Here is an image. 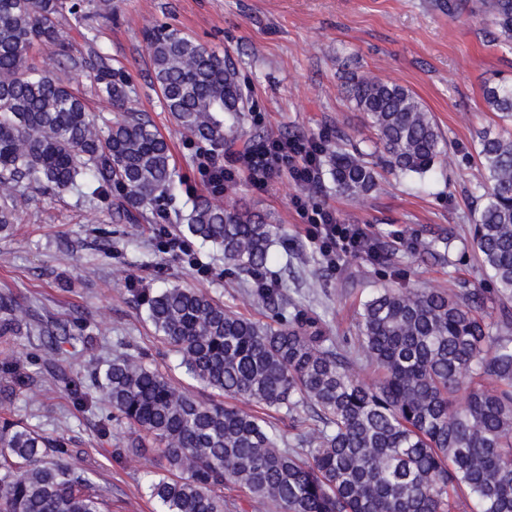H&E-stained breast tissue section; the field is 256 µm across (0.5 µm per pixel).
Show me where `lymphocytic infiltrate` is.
<instances>
[{
    "label": "lymphocytic infiltrate",
    "instance_id": "obj_1",
    "mask_svg": "<svg viewBox=\"0 0 512 512\" xmlns=\"http://www.w3.org/2000/svg\"><path fill=\"white\" fill-rule=\"evenodd\" d=\"M323 157L319 139L272 136L232 151L223 159L211 151L199 153L197 170L215 194L243 177L264 188L282 175H290L297 187L294 203L306 214L307 236L317 244L326 264L333 267L345 258L365 256L374 235L365 226L339 223L332 209L310 205L311 194L321 181Z\"/></svg>",
    "mask_w": 512,
    "mask_h": 512
}]
</instances>
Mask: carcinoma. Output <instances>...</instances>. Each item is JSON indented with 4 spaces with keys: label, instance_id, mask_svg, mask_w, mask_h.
<instances>
[{
    "label": "carcinoma",
    "instance_id": "1",
    "mask_svg": "<svg viewBox=\"0 0 512 512\" xmlns=\"http://www.w3.org/2000/svg\"><path fill=\"white\" fill-rule=\"evenodd\" d=\"M481 8L512 50V0H481ZM82 20L66 0H0V233L33 186L73 190L90 208L129 220L157 210L175 187L167 141L129 106V75L93 29L83 34L87 56L71 66L112 103V120L98 121L70 82L27 64L33 47L64 54ZM145 38L152 85L175 125L214 150L236 139L245 102L231 58L170 26ZM349 94L378 131L390 171L422 176L450 156L405 87L362 77ZM483 99L499 120H512V82L486 85ZM478 157L481 205L470 235L496 313L484 311L483 289L461 279L447 291L379 288L360 303L353 354L320 314L264 277L275 262L273 225L216 196L192 202L187 235L222 252L255 305L288 317L261 323L178 284L135 292L177 366L234 405L174 383L146 351L72 369L63 345L84 337L0 294V512H112V497L68 438L14 418L34 363L14 345L23 330L41 337V361L56 364L49 380L77 411L109 408L100 440L112 438L114 424L129 430V448L112 457L160 453L165 473L147 480L159 512H238L227 487L276 512H512V133L482 132ZM325 162L336 192L356 205L381 187L361 149L329 143ZM268 411L288 421V432Z\"/></svg>",
    "mask_w": 512,
    "mask_h": 512
}]
</instances>
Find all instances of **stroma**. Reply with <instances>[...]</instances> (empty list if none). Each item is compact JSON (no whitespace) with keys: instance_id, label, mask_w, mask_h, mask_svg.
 I'll return each mask as SVG.
<instances>
[{"instance_id":"35a3bbf8","label":"stroma","mask_w":512,"mask_h":512,"mask_svg":"<svg viewBox=\"0 0 512 512\" xmlns=\"http://www.w3.org/2000/svg\"><path fill=\"white\" fill-rule=\"evenodd\" d=\"M86 26L136 89L131 106L146 114L167 140L178 178L167 201L169 228L193 199L206 191L196 155L203 143L179 131L151 87L146 25L179 29L208 49L230 54L245 96L244 140L271 135L336 139L366 150L374 163L385 160L377 133L365 113L348 99L352 77H377L409 89L432 113L452 145L450 161L425 175L382 174V188L358 206L336 195L322 177L315 202L335 209L344 224H365L392 256L388 267L350 258L331 268L305 232L294 206L289 176L261 189L240 180L225 190L224 203L266 215L281 233L272 250V274L287 282L290 297L321 314L330 335L353 340L361 300L383 286L447 287L460 278L491 290L477 262L469 228L474 220L475 147L482 128L497 124L483 88L491 80L512 81V49L495 41L496 28L479 0H112L111 16L99 15L95 0H79ZM29 202L9 233L0 235V293H9L46 323L80 312L88 322V345L72 348L69 362L105 359L118 351L151 352L155 365L176 360L139 314L134 288L171 283L201 288L225 307L270 321L271 310L254 305L227 278H203L188 264L155 245L154 217L118 221L92 214L75 192L51 194L33 187ZM450 237V264L420 259L417 242ZM151 268H142L143 260ZM91 267L81 277L78 265ZM318 285L306 287L305 278ZM34 384L18 403L19 415L48 431L64 432L82 449L112 493L113 512H155L146 493L152 456L109 457L94 431L98 419L78 413L62 388L44 385L41 365L28 368Z\"/></svg>"}]
</instances>
